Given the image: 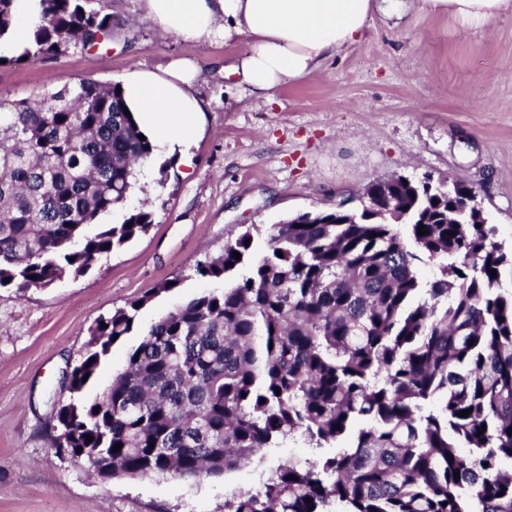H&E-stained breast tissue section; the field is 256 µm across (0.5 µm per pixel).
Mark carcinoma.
<instances>
[{
  "label": "carcinoma",
  "instance_id": "cac0c4a2",
  "mask_svg": "<svg viewBox=\"0 0 512 512\" xmlns=\"http://www.w3.org/2000/svg\"><path fill=\"white\" fill-rule=\"evenodd\" d=\"M42 2L18 59L112 40L105 0ZM15 8L0 0V39ZM118 88L87 80L0 110V287L80 276L152 224L143 210L94 224L152 153ZM431 181H376L360 211L249 226L196 266L222 287L162 315L89 400L153 294L102 319L64 375L54 447L89 451L114 479H196L291 441L348 439L333 456L280 463L258 489L225 498L224 512H512V289L502 281L512 252L470 188ZM424 257L440 270L426 282Z\"/></svg>",
  "mask_w": 512,
  "mask_h": 512
}]
</instances>
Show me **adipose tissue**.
<instances>
[{"mask_svg": "<svg viewBox=\"0 0 512 512\" xmlns=\"http://www.w3.org/2000/svg\"><path fill=\"white\" fill-rule=\"evenodd\" d=\"M405 6L406 0H143L146 17L164 34L244 41L230 70L259 99L313 77L361 40L375 14H398ZM417 6L471 28L512 13V0H417ZM40 12V0H17L13 31L0 41V56L22 51ZM195 77L189 61L175 60L165 76L136 73L122 85L141 131L160 151L175 152L198 134L206 107L190 91Z\"/></svg>", "mask_w": 512, "mask_h": 512, "instance_id": "1", "label": "adipose tissue"}]
</instances>
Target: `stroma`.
I'll return each mask as SVG.
<instances>
[{
    "instance_id": "stroma-1",
    "label": "stroma",
    "mask_w": 512,
    "mask_h": 512,
    "mask_svg": "<svg viewBox=\"0 0 512 512\" xmlns=\"http://www.w3.org/2000/svg\"><path fill=\"white\" fill-rule=\"evenodd\" d=\"M112 39L32 62L0 64V102L34 98L84 80L119 84L192 61V92L207 110L197 139L168 156L166 176L141 166L127 200L102 216L152 215L148 232L100 256L80 277L18 292L0 288V512H224V499L258 488L281 460L313 458L302 444L219 477L151 476L104 482L51 445L48 425L68 393L63 375L96 323L165 281L116 343L88 397L125 366L162 314L213 289L195 275L249 224H277L358 199L374 181L424 175L471 186L496 239L512 248V14L478 30L409 5L375 15L362 40L311 80L270 99L243 92L224 67L243 49L163 34L140 0H108Z\"/></svg>"
}]
</instances>
